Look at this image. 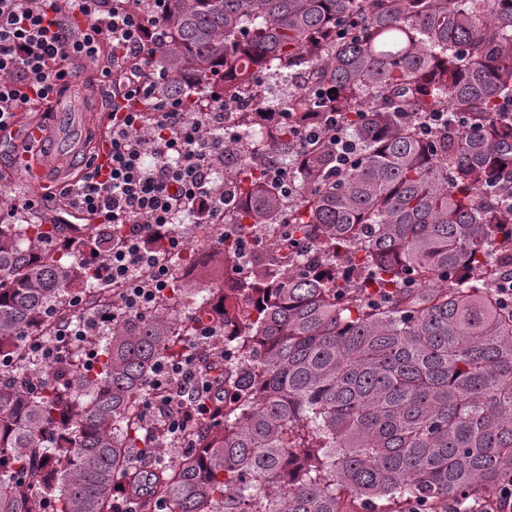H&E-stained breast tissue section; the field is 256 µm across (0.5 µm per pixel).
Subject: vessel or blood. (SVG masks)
<instances>
[{
	"mask_svg": "<svg viewBox=\"0 0 512 512\" xmlns=\"http://www.w3.org/2000/svg\"><path fill=\"white\" fill-rule=\"evenodd\" d=\"M46 123L31 124L18 118L15 125L21 159V171L26 180L37 188L49 187L52 181L69 177L74 157L87 154L89 146L84 131L89 126H106L109 113L75 114L66 96L55 97L49 104Z\"/></svg>",
	"mask_w": 512,
	"mask_h": 512,
	"instance_id": "1",
	"label": "vessel or blood"
}]
</instances>
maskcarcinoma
Returning a JSON list of instances; mask_svg holds the SVG:
<instances>
[{
  "mask_svg": "<svg viewBox=\"0 0 512 512\" xmlns=\"http://www.w3.org/2000/svg\"><path fill=\"white\" fill-rule=\"evenodd\" d=\"M139 63L194 112L259 99L213 169L224 223L175 265L164 303L112 319L91 266L112 228L0 222V512H487L512 472V0H165ZM266 74L288 83L278 110ZM341 115L353 143L302 131ZM446 123L425 134L431 114ZM227 224L256 227L242 255ZM213 288L187 287L212 277ZM101 315L83 368L27 345L58 312ZM209 358L212 419L177 436L145 413L152 369Z\"/></svg>",
  "mask_w": 512,
  "mask_h": 512,
  "instance_id": "obj_1",
  "label": "carcinoma"
}]
</instances>
